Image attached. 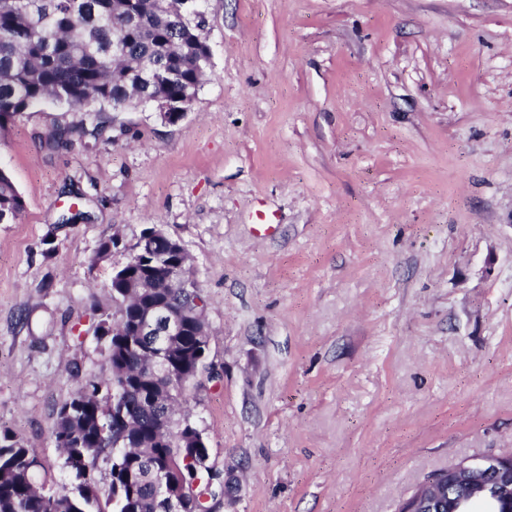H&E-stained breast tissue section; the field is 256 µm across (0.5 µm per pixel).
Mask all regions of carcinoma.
<instances>
[{
    "label": "carcinoma",
    "instance_id": "carcinoma-1",
    "mask_svg": "<svg viewBox=\"0 0 512 512\" xmlns=\"http://www.w3.org/2000/svg\"><path fill=\"white\" fill-rule=\"evenodd\" d=\"M188 0H0V132L45 102L88 107L92 129L100 113L134 100L182 104L197 97L211 64L201 23L183 13ZM26 201L0 170V216L17 220ZM184 273L141 259L110 280L117 317L105 315L108 380L72 371L76 388L57 411L53 437L69 482L36 483L42 463L33 449L0 430V512H210L190 491L169 504L173 483L189 485L202 458L184 454L176 407L198 377L196 338L182 337V353L167 355L162 336L136 331L149 309L175 314L190 304ZM101 458L112 461L98 479Z\"/></svg>",
    "mask_w": 512,
    "mask_h": 512
}]
</instances>
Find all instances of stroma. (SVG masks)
Instances as JSON below:
<instances>
[{
    "label": "stroma",
    "instance_id": "obj_1",
    "mask_svg": "<svg viewBox=\"0 0 512 512\" xmlns=\"http://www.w3.org/2000/svg\"><path fill=\"white\" fill-rule=\"evenodd\" d=\"M196 8L211 64L177 124L135 105L51 149L89 118L48 102L0 133L26 200L0 224V429L67 483L56 412L72 370L109 376L112 271L158 225L211 329V512H399L512 452V0Z\"/></svg>",
    "mask_w": 512,
    "mask_h": 512
}]
</instances>
